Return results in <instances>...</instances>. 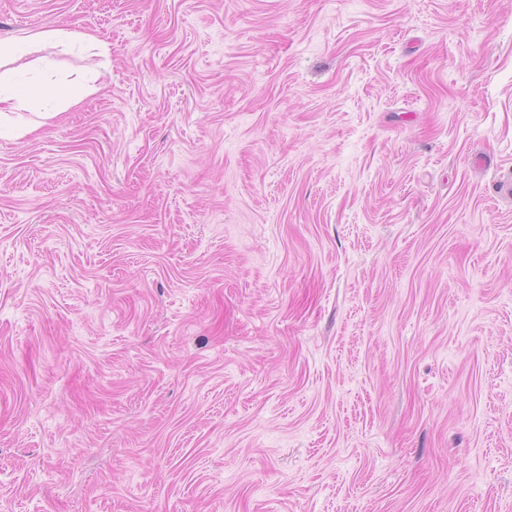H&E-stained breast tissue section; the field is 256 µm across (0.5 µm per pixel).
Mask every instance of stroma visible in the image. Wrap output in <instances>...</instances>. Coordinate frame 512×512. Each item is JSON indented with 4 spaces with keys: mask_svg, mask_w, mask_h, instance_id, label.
I'll use <instances>...</instances> for the list:
<instances>
[{
    "mask_svg": "<svg viewBox=\"0 0 512 512\" xmlns=\"http://www.w3.org/2000/svg\"><path fill=\"white\" fill-rule=\"evenodd\" d=\"M54 26L0 512H512V0H0Z\"/></svg>",
    "mask_w": 512,
    "mask_h": 512,
    "instance_id": "obj_1",
    "label": "stroma"
}]
</instances>
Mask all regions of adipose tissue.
<instances>
[{
  "label": "adipose tissue",
  "mask_w": 512,
  "mask_h": 512,
  "mask_svg": "<svg viewBox=\"0 0 512 512\" xmlns=\"http://www.w3.org/2000/svg\"><path fill=\"white\" fill-rule=\"evenodd\" d=\"M38 44L60 45L86 51H105L106 46L93 35L78 34L64 27L43 29L26 33L10 41H0V135L15 124H23L26 131L53 119L52 102L66 100L80 102L91 90L88 80L74 79L67 84L51 82L33 86L20 82L16 75L4 69L5 60L25 53Z\"/></svg>",
  "instance_id": "1"
}]
</instances>
